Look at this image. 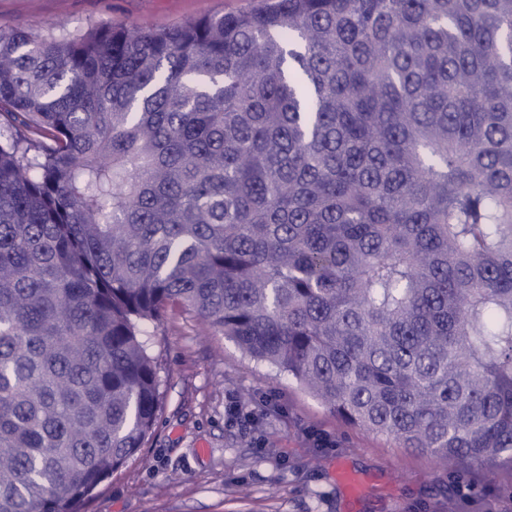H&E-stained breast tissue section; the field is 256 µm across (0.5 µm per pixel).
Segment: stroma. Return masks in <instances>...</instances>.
I'll list each match as a JSON object with an SVG mask.
<instances>
[{"instance_id":"obj_1","label":"stroma","mask_w":512,"mask_h":512,"mask_svg":"<svg viewBox=\"0 0 512 512\" xmlns=\"http://www.w3.org/2000/svg\"><path fill=\"white\" fill-rule=\"evenodd\" d=\"M254 0H0V31L145 25L156 31ZM164 400L137 455L83 512H512V471L465 469L350 426L287 373L255 362L177 305L152 338ZM347 462L370 478L351 500Z\"/></svg>"}]
</instances>
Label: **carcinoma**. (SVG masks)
Instances as JSON below:
<instances>
[{
  "label": "carcinoma",
  "instance_id": "obj_1",
  "mask_svg": "<svg viewBox=\"0 0 512 512\" xmlns=\"http://www.w3.org/2000/svg\"><path fill=\"white\" fill-rule=\"evenodd\" d=\"M170 304L512 469V0L0 31V512H80L143 447Z\"/></svg>",
  "mask_w": 512,
  "mask_h": 512
}]
</instances>
